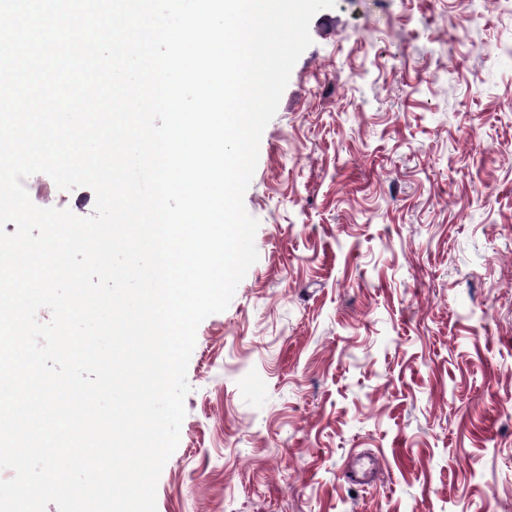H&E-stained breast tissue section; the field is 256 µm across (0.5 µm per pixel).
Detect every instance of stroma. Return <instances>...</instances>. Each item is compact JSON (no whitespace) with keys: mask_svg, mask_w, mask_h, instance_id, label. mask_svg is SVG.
Wrapping results in <instances>:
<instances>
[{"mask_svg":"<svg viewBox=\"0 0 512 512\" xmlns=\"http://www.w3.org/2000/svg\"><path fill=\"white\" fill-rule=\"evenodd\" d=\"M309 31L157 512H512V11L336 0Z\"/></svg>","mask_w":512,"mask_h":512,"instance_id":"1","label":"stroma"}]
</instances>
